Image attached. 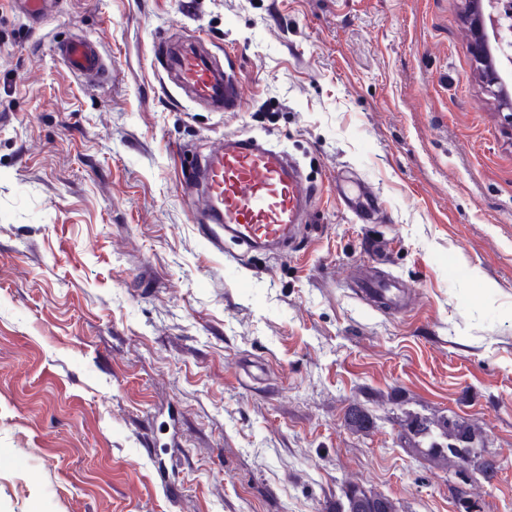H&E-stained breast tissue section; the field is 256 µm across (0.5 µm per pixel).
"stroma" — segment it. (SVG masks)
<instances>
[{"instance_id": "35a3bbf8", "label": "stroma", "mask_w": 512, "mask_h": 512, "mask_svg": "<svg viewBox=\"0 0 512 512\" xmlns=\"http://www.w3.org/2000/svg\"><path fill=\"white\" fill-rule=\"evenodd\" d=\"M463 7L57 0L34 30L0 0V512H334L350 483L458 512L408 412L478 426L498 471L466 492L512 512V127ZM73 36L102 84L55 55ZM187 43L230 63L241 111L173 85L161 48ZM241 131L318 189L299 244L246 267L195 218ZM340 180L381 198L378 223ZM366 270L412 304L362 298ZM345 209L366 224H375L381 212L376 195L367 188L358 186L357 191L341 190L339 194ZM345 426L354 432H368L374 426L372 415L358 404H351L344 416Z\"/></svg>"}]
</instances>
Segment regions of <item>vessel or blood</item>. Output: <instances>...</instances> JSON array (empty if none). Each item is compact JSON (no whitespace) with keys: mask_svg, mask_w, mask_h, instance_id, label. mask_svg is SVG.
I'll return each mask as SVG.
<instances>
[{"mask_svg":"<svg viewBox=\"0 0 512 512\" xmlns=\"http://www.w3.org/2000/svg\"><path fill=\"white\" fill-rule=\"evenodd\" d=\"M32 27H39L56 0H18ZM57 57L73 72L86 75L100 67L101 54L90 42L66 39L58 42ZM167 65L178 77L179 88L200 102L218 103L225 111L241 107L238 81L215 66L209 57L194 53L168 55ZM207 209L204 223L217 225L209 241L223 249L233 239L246 252L295 245L300 225L309 223L314 186L304 179L286 150L252 134L225 137L206 161L203 179ZM345 209L367 224L381 212L376 195L366 188L341 191ZM358 287L363 296L390 309L405 306V296L392 282L367 276Z\"/></svg>","mask_w":512,"mask_h":512,"instance_id":"vessel-or-blood-1","label":"vessel or blood"}]
</instances>
